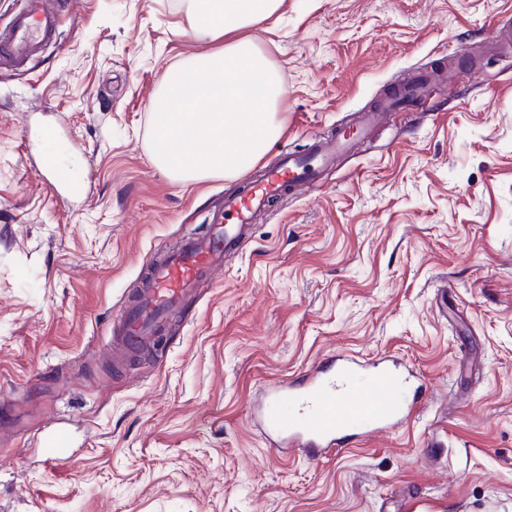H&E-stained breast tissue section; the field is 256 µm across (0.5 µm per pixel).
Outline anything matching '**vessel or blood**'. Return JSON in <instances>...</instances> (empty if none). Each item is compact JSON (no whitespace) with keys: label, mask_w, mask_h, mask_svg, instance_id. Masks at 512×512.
<instances>
[{"label":"vessel or blood","mask_w":512,"mask_h":512,"mask_svg":"<svg viewBox=\"0 0 512 512\" xmlns=\"http://www.w3.org/2000/svg\"><path fill=\"white\" fill-rule=\"evenodd\" d=\"M58 41L56 0H18L10 21L0 26V70H28ZM432 84V78L423 75L394 91L380 110L364 116V126L377 123L401 100L425 101ZM349 143V136L340 134L313 143L308 154L285 155L262 178L246 179L243 192L226 197L223 212L214 215L205 235L188 238L161 259H146L142 286L120 313L117 344L129 350L160 334L184 297L223 269L227 254L249 236L255 215L283 193L298 194L315 186ZM44 165L53 187L78 189L70 168L49 157ZM411 378V373L395 368L363 366L348 356L334 355L299 383L273 385L259 409V420L273 449L299 448L307 460L316 461L334 453L342 436L363 437L401 423L409 410L406 393ZM39 445L53 465L73 455L70 436L59 427L46 431Z\"/></svg>","instance_id":"obj_1"}]
</instances>
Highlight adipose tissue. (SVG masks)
Wrapping results in <instances>:
<instances>
[{"label":"adipose tissue","mask_w":512,"mask_h":512,"mask_svg":"<svg viewBox=\"0 0 512 512\" xmlns=\"http://www.w3.org/2000/svg\"><path fill=\"white\" fill-rule=\"evenodd\" d=\"M283 0H189V30L217 49L169 69L152 112L154 164L183 181L233 177L268 150L282 94L252 37Z\"/></svg>","instance_id":"ef3b65f1"}]
</instances>
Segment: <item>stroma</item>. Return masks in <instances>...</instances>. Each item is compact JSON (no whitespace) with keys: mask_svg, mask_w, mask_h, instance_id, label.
I'll list each match as a JSON object with an SVG mask.
<instances>
[{"mask_svg":"<svg viewBox=\"0 0 512 512\" xmlns=\"http://www.w3.org/2000/svg\"><path fill=\"white\" fill-rule=\"evenodd\" d=\"M185 9L70 0L61 42L0 74V512H512V50L492 41L512 0H284L254 32L283 87L258 168L411 75L452 79L277 197L116 368L143 259L243 189L152 160L164 73L211 48ZM49 154L83 194L54 192ZM334 354L413 371L417 409L317 461L272 452L248 406ZM60 421L74 453L52 469L33 439Z\"/></svg>","mask_w":512,"mask_h":512,"instance_id":"35a3bbf8","label":"stroma"}]
</instances>
